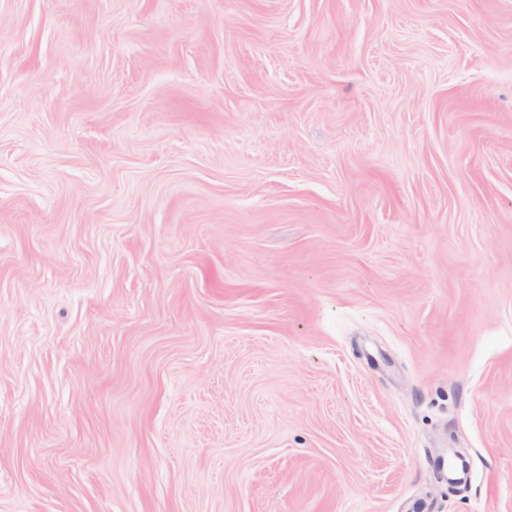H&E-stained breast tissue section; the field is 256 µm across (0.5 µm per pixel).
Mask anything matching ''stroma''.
Here are the masks:
<instances>
[{"label": "stroma", "instance_id": "obj_1", "mask_svg": "<svg viewBox=\"0 0 512 512\" xmlns=\"http://www.w3.org/2000/svg\"><path fill=\"white\" fill-rule=\"evenodd\" d=\"M0 512H512V0H0Z\"/></svg>", "mask_w": 512, "mask_h": 512}]
</instances>
